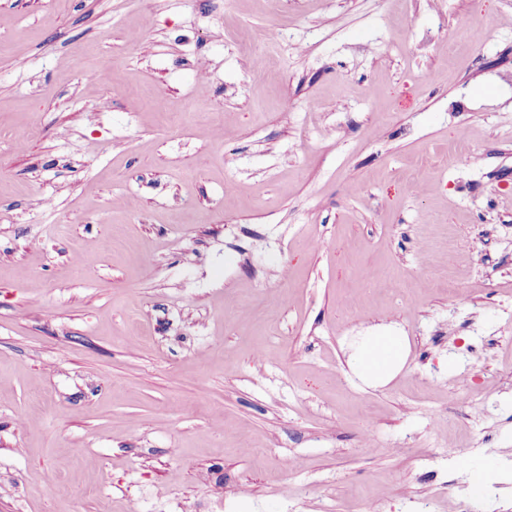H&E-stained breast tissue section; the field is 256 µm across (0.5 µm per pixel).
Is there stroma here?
Wrapping results in <instances>:
<instances>
[{
  "mask_svg": "<svg viewBox=\"0 0 512 512\" xmlns=\"http://www.w3.org/2000/svg\"><path fill=\"white\" fill-rule=\"evenodd\" d=\"M505 15L0 0V512H512ZM366 333L352 346L350 367L370 386L387 385L406 365L410 354L407 337L381 325L367 328Z\"/></svg>",
  "mask_w": 512,
  "mask_h": 512,
  "instance_id": "1",
  "label": "stroma"
}]
</instances>
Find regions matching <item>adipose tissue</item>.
I'll return each mask as SVG.
<instances>
[{
    "instance_id": "obj_1",
    "label": "adipose tissue",
    "mask_w": 512,
    "mask_h": 512,
    "mask_svg": "<svg viewBox=\"0 0 512 512\" xmlns=\"http://www.w3.org/2000/svg\"><path fill=\"white\" fill-rule=\"evenodd\" d=\"M410 354L406 337L393 328H367L352 347L350 366L366 384L378 387L390 383L404 368Z\"/></svg>"
}]
</instances>
